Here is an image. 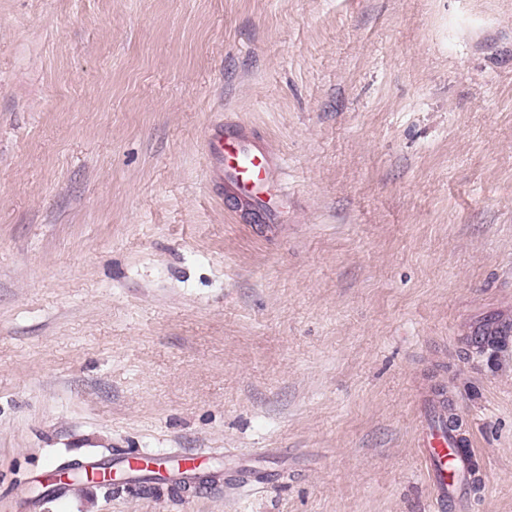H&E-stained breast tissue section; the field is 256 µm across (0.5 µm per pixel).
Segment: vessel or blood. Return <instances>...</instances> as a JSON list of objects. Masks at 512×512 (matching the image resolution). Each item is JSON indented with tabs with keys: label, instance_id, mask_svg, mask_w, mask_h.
Segmentation results:
<instances>
[{
	"label": "vessel or blood",
	"instance_id": "obj_1",
	"mask_svg": "<svg viewBox=\"0 0 512 512\" xmlns=\"http://www.w3.org/2000/svg\"><path fill=\"white\" fill-rule=\"evenodd\" d=\"M204 156L211 187L230 195L253 221H275L276 210L269 198L288 194L279 178L281 159L252 126L232 120L208 125ZM423 409L424 429L418 439V455L435 494L436 512L448 507L454 512H466L469 498L464 476L475 457L474 450L458 447L448 432V413L441 398H433Z\"/></svg>",
	"mask_w": 512,
	"mask_h": 512
}]
</instances>
